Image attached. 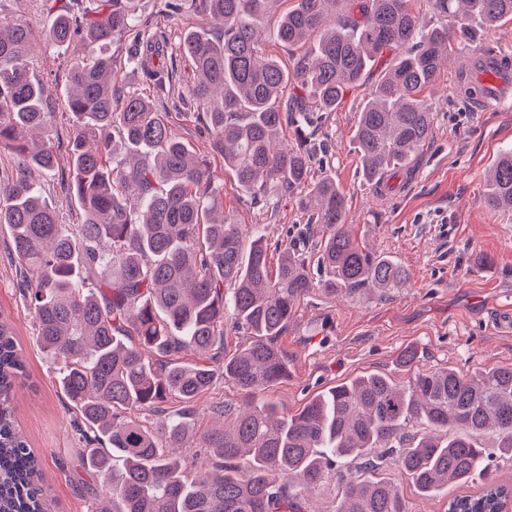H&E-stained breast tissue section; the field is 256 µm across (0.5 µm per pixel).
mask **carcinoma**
Here are the masks:
<instances>
[{
	"label": "carcinoma",
	"mask_w": 512,
	"mask_h": 512,
	"mask_svg": "<svg viewBox=\"0 0 512 512\" xmlns=\"http://www.w3.org/2000/svg\"><path fill=\"white\" fill-rule=\"evenodd\" d=\"M99 2L92 15L60 6L42 31L47 43L74 46L68 106L78 125L62 178L82 212L74 233L38 190L39 177L59 166V145L46 136L49 99L27 64L35 25L0 15V149L15 158L12 175L0 177V226L9 232L37 346L59 364V386L90 445L83 458L96 504L90 512H304V496L334 469L343 487L336 512H407L391 481L351 471L354 462L360 471L376 469L375 449L427 496L482 481L480 494L453 497L459 512H503L512 488L491 481L479 436L490 432L512 450L511 365L418 373L404 386L363 375L293 415L256 396L288 377L275 339L301 299L407 281L393 258L351 234L336 180L315 174L310 113L336 109L375 61L389 58L366 89L354 138L366 181L408 173L433 128L420 91L436 79L457 34H468L474 20L490 28L512 19V0H423L431 24L411 0H293L274 36L307 51L288 67L262 57L252 24L272 0H195L222 31L214 39L191 30L181 42L195 75L190 99L212 150L253 200L281 188L297 196L309 223L322 229L315 275L288 249L271 273L263 238H247L224 214L223 188L176 139L167 113L136 92L117 98L112 43L134 32L128 59L158 95L172 78L167 44L140 29L136 0ZM336 3L342 13L330 24ZM285 126L295 144L276 150ZM481 201L512 211V151L494 163ZM226 316L253 336L224 360V377L244 406L230 425L204 436L216 462L190 480L172 454L189 439L186 417L213 370L156 364L145 350L218 358ZM25 374L22 348L2 318L0 512H51L40 460L15 415V387ZM172 399L182 408L167 417L162 404ZM136 411L155 419L141 421Z\"/></svg>",
	"instance_id": "cac0c4a2"
}]
</instances>
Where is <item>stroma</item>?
Instances as JSON below:
<instances>
[{"label": "stroma", "mask_w": 512, "mask_h": 512, "mask_svg": "<svg viewBox=\"0 0 512 512\" xmlns=\"http://www.w3.org/2000/svg\"><path fill=\"white\" fill-rule=\"evenodd\" d=\"M291 0H275L255 21L266 57L288 63L289 52L273 31ZM141 19L155 23L169 42L178 77L157 98L173 132L205 159L215 183L224 187V212L246 235L262 236L271 263L290 248L316 262L320 236L296 201L284 191L254 202L212 152L209 134L188 88L191 63L180 48L186 30L205 31L208 16L193 0H139ZM470 46L456 38L434 83L420 97L434 114L432 135L412 174L394 187L369 184L354 148L363 88L347 90L336 110L315 112L312 139L315 168L332 175L346 197V222L356 239L394 258L409 280L384 292L329 299L313 293L299 302L278 346L288 355V376L263 398L286 414L299 412L317 394L350 378L380 373L395 382L414 374L451 368L461 373L512 366V330L496 319L500 306H512V212H494L480 201L497 156L512 147V100L489 111L476 110L457 94L459 74L469 65ZM70 51L38 40L29 56L33 77L50 96L54 137L68 141L76 118L67 107L66 69ZM0 317L11 323L26 360L27 374L15 395L16 415L31 447L42 460L43 487L53 512H87L89 476L80 465L85 443L78 419L58 386L55 364L35 342L36 327L16 284L9 235L0 227ZM417 357L401 366L400 355ZM244 399L234 384L216 375L197 399L191 437L178 455L197 472L208 454L203 442L215 427L213 406L238 412ZM382 473L397 483L408 512H448V493L421 495L395 466Z\"/></svg>", "instance_id": "35a3bbf8"}]
</instances>
